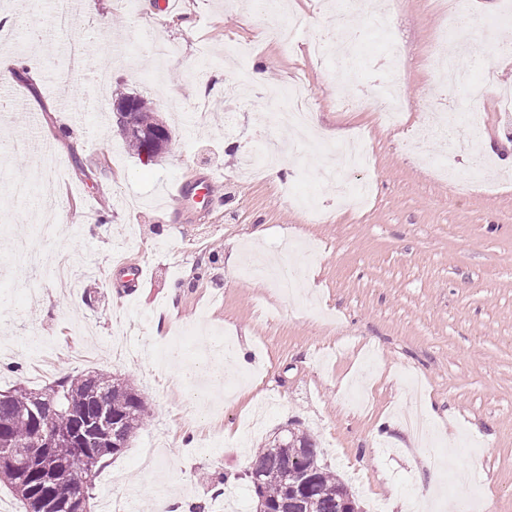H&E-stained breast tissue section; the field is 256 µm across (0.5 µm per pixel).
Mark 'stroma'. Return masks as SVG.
I'll return each instance as SVG.
<instances>
[{
  "mask_svg": "<svg viewBox=\"0 0 512 512\" xmlns=\"http://www.w3.org/2000/svg\"><path fill=\"white\" fill-rule=\"evenodd\" d=\"M80 0L68 29L52 21L50 0H0L15 38L0 67L23 57V78L0 83L18 101L0 118V140L24 150L0 159L7 179L28 178L34 142L51 143L61 165L26 199L0 185V227H55L45 245L66 259L79 288L61 287L49 269L15 262L0 278V333L15 340L0 353V390L40 388L55 379L107 371L128 380L152 416L128 448L100 465L92 512L117 502L143 512L159 493L205 512H254L246 477L256 449L285 426L306 432L319 462L371 512H402L437 474V512L480 500L478 512H512V119L497 90L512 86V22L501 0H471L496 22L479 58L457 64L486 83L469 101L438 83L446 57L434 47L444 23L437 0H392L381 31L370 13L356 27L365 47L343 91L309 50L307 33L290 47L267 37L281 15L254 0ZM103 52L106 86L96 69L57 80L71 41ZM411 103L397 127L379 123L339 96L362 98L388 76L392 53ZM267 68L266 85L302 82L314 95V126L298 152L278 158L279 178L255 177L244 156L288 140L291 129L265 124L274 111L266 85H236L240 68ZM134 93L157 107L171 132L154 159L127 146L112 103ZM448 116L446 136L427 131L431 113ZM482 115L479 155L466 148L465 115ZM366 135L371 199L361 210L337 205L319 170L330 145ZM214 182L215 207L176 205ZM314 198L326 212L315 224L284 190ZM111 211H104V203ZM260 249L298 263L306 279L284 296L267 279L226 275L224 252ZM144 271L138 283L131 268ZM189 358L205 357L215 337L243 349L246 372L225 380L221 409L202 413L200 391L184 386L165 357L176 332ZM166 433L153 467L140 450Z\"/></svg>",
  "mask_w": 512,
  "mask_h": 512,
  "instance_id": "obj_1",
  "label": "stroma"
}]
</instances>
